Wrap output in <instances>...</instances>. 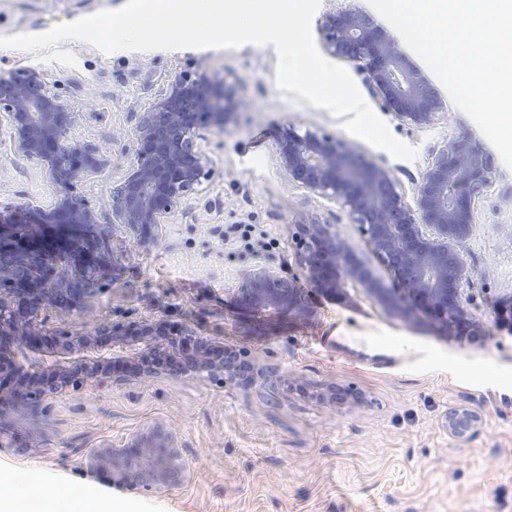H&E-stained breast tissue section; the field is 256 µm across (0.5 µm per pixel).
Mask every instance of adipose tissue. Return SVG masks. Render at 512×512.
<instances>
[{
  "label": "adipose tissue",
  "instance_id": "adipose-tissue-1",
  "mask_svg": "<svg viewBox=\"0 0 512 512\" xmlns=\"http://www.w3.org/2000/svg\"><path fill=\"white\" fill-rule=\"evenodd\" d=\"M34 485L23 474L0 476V512H112L111 500L84 490L35 499Z\"/></svg>",
  "mask_w": 512,
  "mask_h": 512
}]
</instances>
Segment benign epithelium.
<instances>
[{
    "label": "benign epithelium",
    "instance_id": "benign-epithelium-1",
    "mask_svg": "<svg viewBox=\"0 0 512 512\" xmlns=\"http://www.w3.org/2000/svg\"><path fill=\"white\" fill-rule=\"evenodd\" d=\"M319 32L326 53L356 65L382 107L413 129L432 125L443 105L434 88L403 53L397 40L368 13L357 9L329 12ZM242 101L224 81L206 73H186L142 114L135 131V156L124 179L112 190L113 227L141 242L155 238L180 203L200 191L209 176L202 149L206 132H222L242 109ZM14 130L19 153L43 165L54 197L36 209L34 224L0 225V340L11 338L15 349H27L38 336L37 317L48 306L68 307L77 296L95 292L97 254L108 249L110 234L88 232L96 223L93 210L73 190L102 164L99 149L68 139L74 113L51 92L43 77L26 70L0 79V119ZM279 161L288 180L333 199L348 209L368 243L397 278L414 304L448 334L458 329L476 333V321L464 305V287L471 272L459 253L471 236L476 199L492 184L491 156L467 137L448 141L435 155L413 193L404 201L391 171L358 159L348 147L318 131L301 134L288 128L277 139ZM77 234L75 251L87 259L72 263L73 253L52 255L39 241L52 228ZM299 267L314 288L333 296L344 288H362L369 297L401 315L410 310L366 268L343 240L325 224L303 227ZM239 293L254 311H304L301 288L293 277L257 264L243 276ZM127 336H155L149 350L182 359L175 375L205 372L229 375L212 355L214 345L190 337L165 323H144L127 329L104 326L92 336L53 332L62 346H98L100 338L123 343ZM98 369L60 372L41 381L0 368V409L16 401L32 403L98 379ZM477 417L468 409L448 413V431L472 430ZM93 466L112 470V482L126 486L180 485L185 477L177 462L172 435L155 428L123 448H107Z\"/></svg>",
    "mask_w": 512,
    "mask_h": 512
}]
</instances>
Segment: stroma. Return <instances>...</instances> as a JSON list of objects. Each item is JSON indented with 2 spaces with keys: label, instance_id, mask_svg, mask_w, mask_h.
I'll use <instances>...</instances> for the list:
<instances>
[{
  "label": "stroma",
  "instance_id": "35a3bbf8",
  "mask_svg": "<svg viewBox=\"0 0 512 512\" xmlns=\"http://www.w3.org/2000/svg\"><path fill=\"white\" fill-rule=\"evenodd\" d=\"M126 0H0V35H41L53 24ZM74 65L42 52L0 47V77L40 72L75 114L73 141L98 148L102 165L76 186L99 227L112 222V188L135 152V130L147 108L186 71L223 79L245 103L224 132L203 148L211 175L154 241L124 229L128 256L104 259L97 291L70 308H46L42 337L30 356L43 371L74 367L94 351L64 353L48 335L83 336L104 325L165 322L245 356L250 381L207 375L144 378L113 370L104 382L21 402L0 413V472H40L42 495L58 485L97 490L114 512H512V324L498 314L512 304V168L495 158V177L477 201L462 249L472 272L466 307L483 333L448 335L426 320L391 313L362 289L329 297L301 283L304 314H259L236 288L245 269L263 263L299 275L305 224L331 225L385 286L393 280L347 209L289 182L277 157L285 127L329 134L360 159L389 169L405 199L448 140L494 146L451 100L432 86L445 114L412 130L383 111L357 69L361 95L390 133L417 150L397 159L348 133L327 110L295 101L276 84L273 46L235 49L118 50L105 53L78 39L61 43ZM40 164L19 157L0 122V224H14L50 204ZM251 224L266 243L248 250L227 228ZM480 415L476 430L448 431V412ZM161 427L171 432L185 480L177 487L113 484L92 456Z\"/></svg>",
  "mask_w": 512,
  "mask_h": 512
}]
</instances>
